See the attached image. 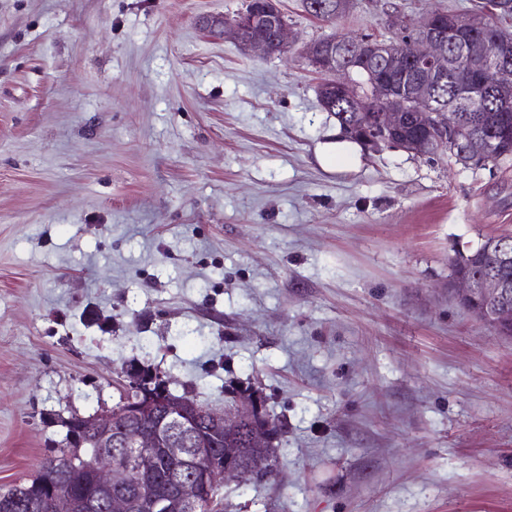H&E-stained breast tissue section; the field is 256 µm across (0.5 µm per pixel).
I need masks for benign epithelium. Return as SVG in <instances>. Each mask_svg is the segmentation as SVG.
<instances>
[{"mask_svg": "<svg viewBox=\"0 0 512 512\" xmlns=\"http://www.w3.org/2000/svg\"><path fill=\"white\" fill-rule=\"evenodd\" d=\"M354 0H326L324 14L335 16L350 12ZM448 25L433 14L419 18L410 26L405 51L412 66L401 65L402 53L378 39L354 38L342 43L348 50L347 59L368 76L367 95L359 98L351 93L349 66L342 62L336 41L326 38L307 46L305 57L328 79L320 86L323 109L333 112L336 101L347 99L355 112L374 113L372 126L359 134L360 142L374 150L383 146L413 152L415 149H444L464 166H482L493 158L502 159L509 153L494 140H467L460 134V113L448 111V106L433 102L432 87L447 75H462L456 90V102L468 106L481 96L490 81L501 91L500 111H508L512 103V42L490 25H481L468 17L450 14ZM224 34L231 36L245 52L267 56L280 55L288 48V27L279 0H257L249 11L233 20H223ZM421 128L428 143H397L398 129L406 124ZM487 250L497 254L504 267L512 264V252L498 244V238L484 241ZM451 287L457 290L461 304L480 302L479 317L498 331L512 327V281L498 276L470 277L458 275ZM127 388L138 393V401L123 402L111 409H101L89 416L72 415L62 420L66 443L71 448H124L123 458L109 459L104 455L92 465L96 485L114 490L106 503V512H136L139 503L123 492L131 472L147 478L157 466L153 449L163 448L181 469L172 473V496H152L147 499L149 512H195L198 490L185 482L187 473L203 480V490L239 478L251 472L250 463L242 460L235 448H223L213 453L201 441L195 440V425L200 414L208 418L209 433L217 436L242 423L255 420L259 428L252 435L251 447L271 448L273 434L263 423L264 416L256 402L241 395L224 410L217 411L188 398H175L165 383L154 388L137 374L126 376ZM160 404L166 413L149 428H137L146 416L156 412Z\"/></svg>", "mask_w": 512, "mask_h": 512, "instance_id": "1", "label": "benign epithelium"}]
</instances>
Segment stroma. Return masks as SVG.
Segmentation results:
<instances>
[{
  "label": "stroma",
  "mask_w": 512,
  "mask_h": 512,
  "mask_svg": "<svg viewBox=\"0 0 512 512\" xmlns=\"http://www.w3.org/2000/svg\"><path fill=\"white\" fill-rule=\"evenodd\" d=\"M475 2L279 0L291 47L259 57L221 30L245 0H0V488L134 365L274 418L233 512H512V336L449 286L512 236V160L325 162L344 136L302 56Z\"/></svg>",
  "instance_id": "1"
}]
</instances>
